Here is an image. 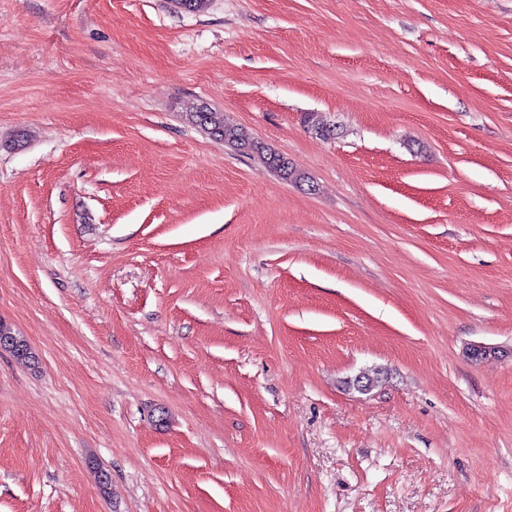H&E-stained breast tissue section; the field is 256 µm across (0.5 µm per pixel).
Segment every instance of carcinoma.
<instances>
[{"instance_id":"1","label":"carcinoma","mask_w":512,"mask_h":512,"mask_svg":"<svg viewBox=\"0 0 512 512\" xmlns=\"http://www.w3.org/2000/svg\"><path fill=\"white\" fill-rule=\"evenodd\" d=\"M191 120L211 136L233 146L237 151L246 155L258 156L266 168L278 173L281 178L295 183L309 181V176L290 163L288 159L250 139L238 127L226 123L222 113L215 112L208 107H200L191 114Z\"/></svg>"}]
</instances>
